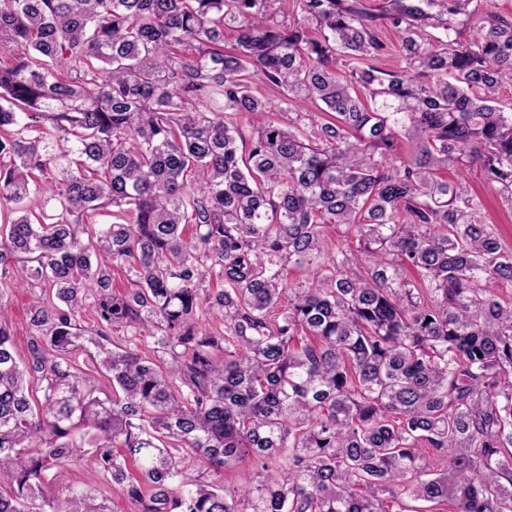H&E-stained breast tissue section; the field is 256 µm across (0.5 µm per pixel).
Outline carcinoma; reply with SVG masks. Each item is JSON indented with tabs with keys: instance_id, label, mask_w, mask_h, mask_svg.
I'll return each instance as SVG.
<instances>
[{
	"instance_id": "1",
	"label": "carcinoma",
	"mask_w": 512,
	"mask_h": 512,
	"mask_svg": "<svg viewBox=\"0 0 512 512\" xmlns=\"http://www.w3.org/2000/svg\"><path fill=\"white\" fill-rule=\"evenodd\" d=\"M471 2L0 0V316L55 292L24 362L0 320V512H105L47 495L76 467L131 512H512V249L448 181L512 208V14Z\"/></svg>"
}]
</instances>
